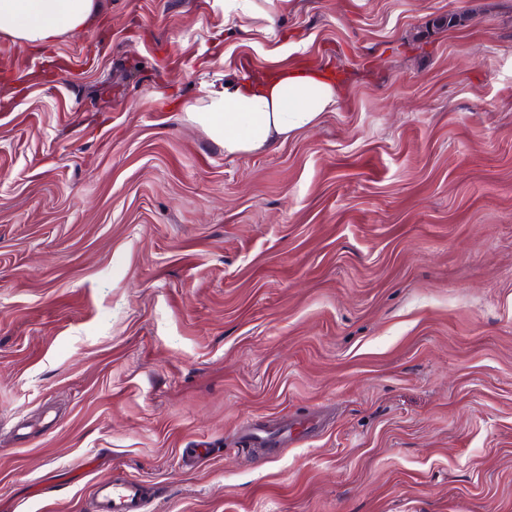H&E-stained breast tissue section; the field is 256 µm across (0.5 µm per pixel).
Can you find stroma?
<instances>
[{
  "instance_id": "1",
  "label": "stroma",
  "mask_w": 512,
  "mask_h": 512,
  "mask_svg": "<svg viewBox=\"0 0 512 512\" xmlns=\"http://www.w3.org/2000/svg\"><path fill=\"white\" fill-rule=\"evenodd\" d=\"M253 2L0 36V512H512V0ZM293 66L273 150L182 110ZM203 97L183 105L192 122L225 156L273 149L336 110L335 81L318 71L280 68L250 77L225 74L206 84ZM96 512H139V485L135 481L114 483L102 479L95 484Z\"/></svg>"
}]
</instances>
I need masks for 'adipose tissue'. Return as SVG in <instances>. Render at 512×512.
<instances>
[{
  "mask_svg": "<svg viewBox=\"0 0 512 512\" xmlns=\"http://www.w3.org/2000/svg\"><path fill=\"white\" fill-rule=\"evenodd\" d=\"M100 0H0V35L35 46L87 27ZM338 103L335 81L318 71L280 68L250 77L225 75L185 105L192 122L225 155L273 149L289 135L313 127Z\"/></svg>",
  "mask_w": 512,
  "mask_h": 512,
  "instance_id": "obj_1",
  "label": "adipose tissue"
}]
</instances>
